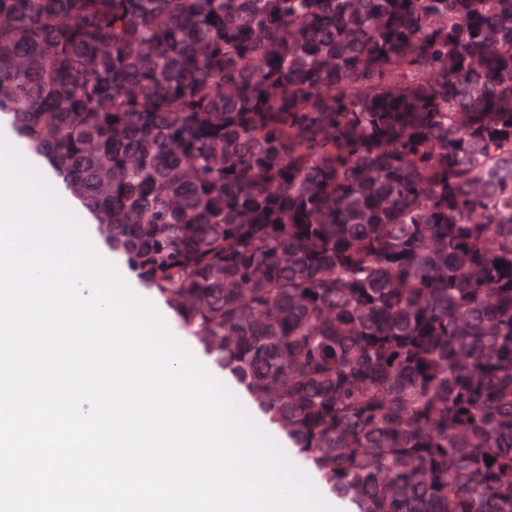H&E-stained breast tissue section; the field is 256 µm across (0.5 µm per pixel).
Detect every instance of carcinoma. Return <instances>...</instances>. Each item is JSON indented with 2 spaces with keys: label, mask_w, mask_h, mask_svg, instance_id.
<instances>
[{
  "label": "carcinoma",
  "mask_w": 512,
  "mask_h": 512,
  "mask_svg": "<svg viewBox=\"0 0 512 512\" xmlns=\"http://www.w3.org/2000/svg\"><path fill=\"white\" fill-rule=\"evenodd\" d=\"M0 122L322 491L512 512V0H0Z\"/></svg>",
  "instance_id": "cac0c4a2"
}]
</instances>
